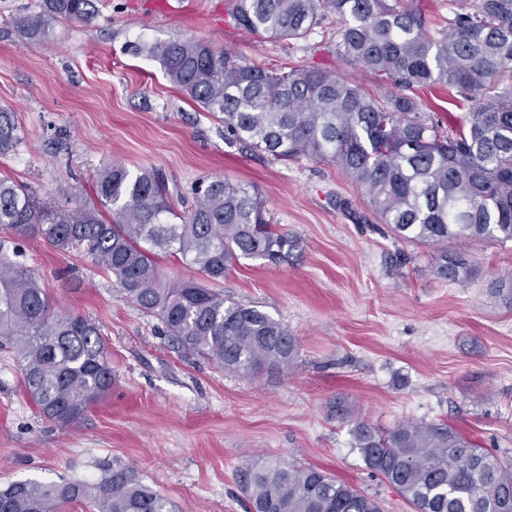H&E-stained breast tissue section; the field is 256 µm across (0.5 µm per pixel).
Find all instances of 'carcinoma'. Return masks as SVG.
<instances>
[{"label": "carcinoma", "mask_w": 512, "mask_h": 512, "mask_svg": "<svg viewBox=\"0 0 512 512\" xmlns=\"http://www.w3.org/2000/svg\"><path fill=\"white\" fill-rule=\"evenodd\" d=\"M251 32L302 39L325 13L341 22L343 61L373 74L382 89L310 64L277 74L242 64L197 40L135 47L156 60L183 96L224 122V140L279 161L336 164L363 188L374 213L402 240L437 247L435 273L456 282L471 272L468 253L449 241H512V0H462L437 36L401 0H234ZM93 0H42L15 20L32 43L52 20L88 22ZM446 83L468 102L458 131L444 132L413 91ZM19 140L14 113L0 110V154ZM95 202L41 203L0 178V343L21 358L26 394L45 419L67 427L112 390L115 376L100 327L55 309L23 254L38 238L58 252H80L108 274L122 297L163 324L192 355L237 375L288 367L295 337L280 321L224 298L218 285L241 260L279 265L298 240L266 217L242 184L216 179L173 208L159 173L133 175L114 163L97 175ZM193 268L201 279L164 285L158 258ZM347 420L367 468L415 512H512V463L445 422L407 420L378 431ZM244 512H381L373 497L314 465L278 458L238 470ZM178 512L130 468L94 481H17L0 488V512Z\"/></svg>", "instance_id": "1"}]
</instances>
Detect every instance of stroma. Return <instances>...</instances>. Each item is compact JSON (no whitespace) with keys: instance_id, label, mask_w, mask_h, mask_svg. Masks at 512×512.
I'll list each match as a JSON object with an SVG mask.
<instances>
[{"instance_id":"obj_1","label":"stroma","mask_w":512,"mask_h":512,"mask_svg":"<svg viewBox=\"0 0 512 512\" xmlns=\"http://www.w3.org/2000/svg\"><path fill=\"white\" fill-rule=\"evenodd\" d=\"M40 0H0V109L21 137L0 178L59 205L93 202L102 168L159 171L190 196L221 177L258 192L274 223L299 239L287 263L244 260L226 298L267 312L295 337L285 369L242 377L179 351L158 316L126 302L84 254L22 242L58 309L92 318L109 346L111 392L77 424L43 418L21 386L16 353L0 349V485L94 480L100 464L132 468L180 512H243L236 470L248 458L318 466L374 496L384 512H414L365 466L337 405L380 429L445 421L512 459V306L492 284L512 274V242L469 240L470 275L436 276V250L398 241L364 191L333 163L283 162L227 144L224 126L168 82L132 44L196 39L273 71L312 64L374 87L336 52L335 15L304 39L239 26L233 0H94L91 22L55 21L33 44L9 27ZM422 111L457 129L465 106L438 84Z\"/></svg>"}]
</instances>
